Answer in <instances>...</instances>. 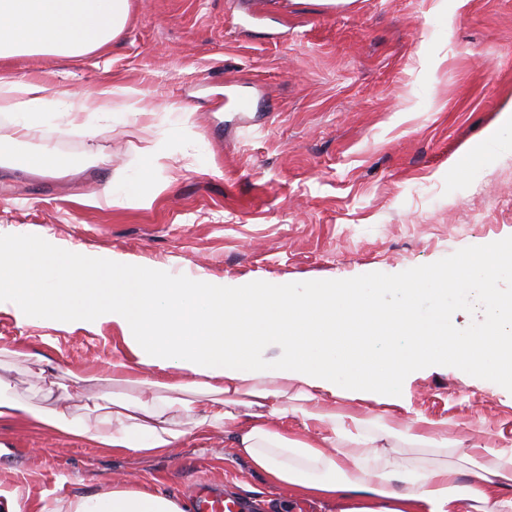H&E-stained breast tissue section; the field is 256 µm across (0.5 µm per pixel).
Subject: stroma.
<instances>
[{"label":"stroma","mask_w":512,"mask_h":512,"mask_svg":"<svg viewBox=\"0 0 512 512\" xmlns=\"http://www.w3.org/2000/svg\"><path fill=\"white\" fill-rule=\"evenodd\" d=\"M0 74L48 88L131 86L145 114L56 118L24 141L0 120V151L99 158L79 175L0 168V235L32 253L55 243L130 255L183 278L343 286L447 263L512 243V140L489 132L512 109V0H131L122 35L81 57L17 56ZM251 99L239 110L238 94ZM169 157L151 205L102 193ZM118 327L19 317L0 305V380L35 406L46 392L76 414L86 392L112 393L126 357ZM89 377L75 388L71 373ZM406 405L448 425L464 447H512V391L466 367L403 380ZM142 455L0 422V486L69 501L113 477L180 500L196 476L282 512L288 487L203 436Z\"/></svg>","instance_id":"obj_1"}]
</instances>
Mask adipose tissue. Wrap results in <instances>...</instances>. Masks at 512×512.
Wrapping results in <instances>:
<instances>
[{"label":"adipose tissue","mask_w":512,"mask_h":512,"mask_svg":"<svg viewBox=\"0 0 512 512\" xmlns=\"http://www.w3.org/2000/svg\"><path fill=\"white\" fill-rule=\"evenodd\" d=\"M130 0H0V61L28 55L81 57L123 33ZM132 88L93 94L55 91L34 81L0 76V114L14 139L48 119L102 112ZM399 297L387 306V294ZM22 318L49 315L111 322L124 333L132 357L112 364V380L137 395L116 397L110 412L86 419L65 408L28 404L0 383V421L21 420L105 448L141 453L178 447L194 429L224 431L234 452L268 481L295 494L332 501L339 512H512V448H492L490 465L460 482L447 467L382 460L376 445L394 425L366 413H340L335 399L392 405L400 378L425 366L462 359L490 381L512 386V245L478 252L466 272L457 265L409 272L393 280L366 278L350 288L255 285L172 275L127 256H99L50 246L43 257L0 237V296ZM483 321L466 332L456 311L471 299ZM399 337L388 356L374 355L378 337ZM171 367L185 380L172 386L155 371ZM296 386L301 409L288 404ZM299 416L294 431L291 416ZM39 512H183L171 499L138 483L68 502L43 496Z\"/></svg>","instance_id":"obj_1"}]
</instances>
